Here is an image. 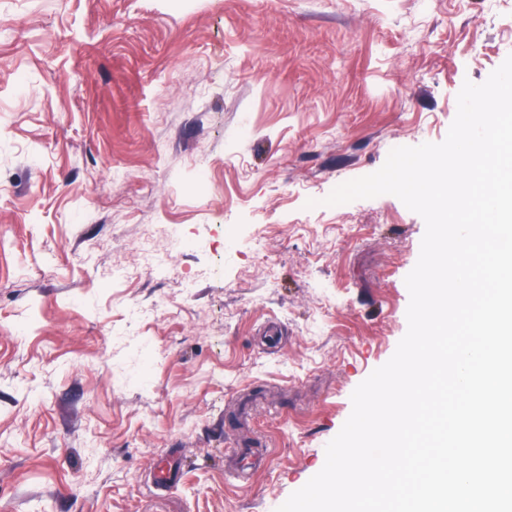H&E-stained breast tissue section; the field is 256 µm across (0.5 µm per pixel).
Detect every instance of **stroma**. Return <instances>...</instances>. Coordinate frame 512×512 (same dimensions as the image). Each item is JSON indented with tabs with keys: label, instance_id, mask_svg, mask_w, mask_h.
Here are the masks:
<instances>
[{
	"label": "stroma",
	"instance_id": "35a3bbf8",
	"mask_svg": "<svg viewBox=\"0 0 512 512\" xmlns=\"http://www.w3.org/2000/svg\"><path fill=\"white\" fill-rule=\"evenodd\" d=\"M511 54L512 0H0V512H276L405 335L425 232L324 198Z\"/></svg>",
	"mask_w": 512,
	"mask_h": 512
}]
</instances>
